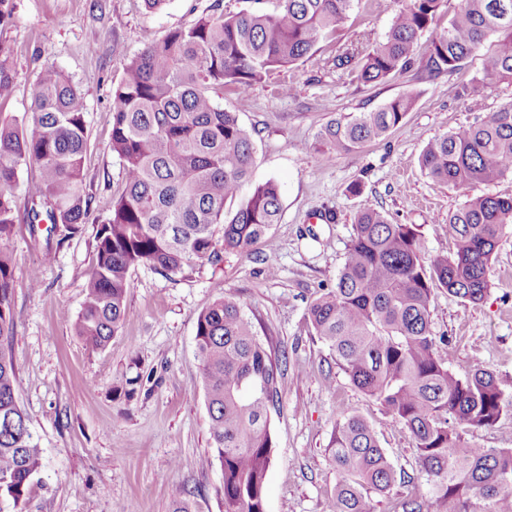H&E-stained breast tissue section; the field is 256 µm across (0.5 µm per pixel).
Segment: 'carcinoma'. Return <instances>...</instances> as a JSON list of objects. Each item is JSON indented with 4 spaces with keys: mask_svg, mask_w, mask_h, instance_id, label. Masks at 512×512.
Returning <instances> with one entry per match:
<instances>
[{
    "mask_svg": "<svg viewBox=\"0 0 512 512\" xmlns=\"http://www.w3.org/2000/svg\"><path fill=\"white\" fill-rule=\"evenodd\" d=\"M246 2L249 7L228 15L217 3L192 25L146 44L113 87L111 146L124 184L96 231L95 263L72 325L91 350L122 329L135 268L186 276L198 262L219 264L225 252L251 255L279 223L278 184L254 179L252 133L212 91L230 86L246 94L313 56L319 44L336 39L357 0H275L271 10L265 0ZM443 3L410 0L382 40L344 50L333 65L363 84L407 72L419 36L435 24ZM481 50L483 77L462 85L465 96L483 94L491 80L512 82V0H460L420 73H457ZM11 54L0 41V102L13 89ZM414 101L402 96L333 118L318 141L331 156L361 149L398 127ZM86 144L81 90L44 63L30 118L18 124L0 116V244L12 236L13 189L21 167L30 164L39 180L27 202L28 224L61 226L66 238L82 232L92 202L83 187ZM419 165L428 178L453 187L512 177V104L429 141ZM511 224V197L471 198L448 213L453 253L431 256L418 225L393 224L383 212L363 209L335 287L320 290L307 309L314 335L351 382L411 435L441 512H512V448H480L457 429L497 423L505 392L483 365L457 377L437 351L444 337L434 334L430 320L437 288L468 303L484 299L493 255ZM13 283L11 258L0 248V512L4 503L22 512L42 468L18 402L15 364L3 348L14 329ZM196 356L224 476V512H267L271 413L285 355L268 350L240 304L224 295L197 316ZM329 462L342 479L325 512H373L370 493L386 494L405 479L357 414L336 425Z\"/></svg>",
    "mask_w": 512,
    "mask_h": 512,
    "instance_id": "carcinoma-1",
    "label": "carcinoma"
}]
</instances>
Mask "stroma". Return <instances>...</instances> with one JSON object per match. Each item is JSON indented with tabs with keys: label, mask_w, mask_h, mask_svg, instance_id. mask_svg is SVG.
Here are the masks:
<instances>
[{
	"label": "stroma",
	"mask_w": 512,
	"mask_h": 512,
	"mask_svg": "<svg viewBox=\"0 0 512 512\" xmlns=\"http://www.w3.org/2000/svg\"><path fill=\"white\" fill-rule=\"evenodd\" d=\"M217 2L227 13L243 6L242 0H170L150 13L142 0H11V19L0 28V40L13 50L14 78L1 113L20 118L28 112L47 62L82 91L84 188L93 200L82 233L65 240L49 262L46 229L33 232L27 224L35 167L21 169L14 189L15 234L5 246L14 266L8 350L43 457L24 512H170L179 494L195 512H224L223 473L195 358L196 318L223 294L241 305L266 345L287 357L280 409L272 416L267 512H324L340 480L328 460L331 437L350 413L372 424L396 471L411 477L388 494L373 495L374 512H400L399 502L411 496L423 512H438L407 431L353 385L307 321L311 298L334 285L345 262L360 209L420 225L428 250L438 254L452 249L449 211L470 197H512V178L455 188L429 179L418 162L430 140L512 102V83L491 84L477 97L460 95L462 81L481 76L482 55L472 56L459 74L428 80L411 71L368 85L332 65L338 48L380 40L407 0H360L336 43L274 72L247 95L229 88L221 93V106L256 131L257 179L275 180L281 189L282 216L269 241L247 257L228 253L220 265L198 264L186 278L136 268L127 321L105 349L87 348L71 329L94 263L96 230L123 187V167L111 149L112 87L146 43L193 24ZM285 85L292 94L282 93ZM407 94L414 95V106L385 140L333 157L319 146L317 134L330 118L371 111ZM34 270L41 280L36 288L29 285ZM489 279V292L476 304L435 290L431 322L442 338L437 348L456 375L466 377L478 360L506 385L499 421L463 428L464 437L482 448H512V227Z\"/></svg>",
	"instance_id": "stroma-1"
}]
</instances>
